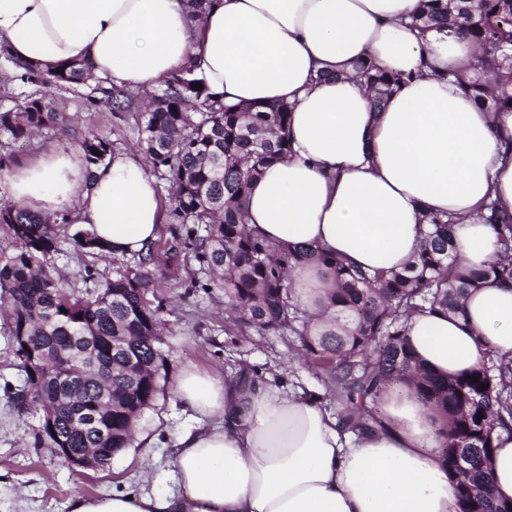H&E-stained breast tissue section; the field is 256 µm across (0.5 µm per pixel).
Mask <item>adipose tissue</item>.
I'll return each instance as SVG.
<instances>
[{
  "label": "adipose tissue",
  "instance_id": "adipose-tissue-1",
  "mask_svg": "<svg viewBox=\"0 0 512 512\" xmlns=\"http://www.w3.org/2000/svg\"><path fill=\"white\" fill-rule=\"evenodd\" d=\"M420 0H211L191 19L178 0H0V51L41 73L60 64L136 91L194 63L224 103H285L290 153L265 169L247 224L268 240L306 246L354 266L401 269L431 212L455 222L471 269L499 250L479 212L512 214V111L488 109L450 80L470 70L460 32L411 28ZM401 75L373 110L357 62ZM12 196L30 211L92 229L114 255L154 242L167 212L144 158L114 152L86 170L65 149L15 169ZM405 340L422 366L448 379L489 356L512 358V284L470 291L459 314L413 315ZM174 392L197 426L178 434L171 494L74 495L70 512H458L441 464L445 423L394 386L374 432H343L320 395L273 379L251 385L184 368ZM489 467L512 502V433H495Z\"/></svg>",
  "mask_w": 512,
  "mask_h": 512
}]
</instances>
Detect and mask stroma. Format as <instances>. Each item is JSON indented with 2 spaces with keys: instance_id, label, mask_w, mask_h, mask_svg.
Wrapping results in <instances>:
<instances>
[{
  "instance_id": "35a3bbf8",
  "label": "stroma",
  "mask_w": 512,
  "mask_h": 512,
  "mask_svg": "<svg viewBox=\"0 0 512 512\" xmlns=\"http://www.w3.org/2000/svg\"><path fill=\"white\" fill-rule=\"evenodd\" d=\"M14 70L0 58V112L14 108L18 95L46 98L52 110L67 118L65 128L50 127L35 139L16 144L0 136V201L10 202L9 177L21 161L51 147L77 148L91 133L115 141L119 149L135 151L139 135L133 113L110 112L92 102L90 90L80 85L72 89H50L24 83L13 77ZM78 227L63 224L59 235L64 242L53 263L77 290H85V266H92L99 278H111L116 267L111 259L92 258L80 252L73 236ZM200 273L194 260L187 259L167 270L156 300L162 301L165 323L164 348L169 376H176L186 365L215 372L220 376L273 377L285 386L307 392L326 393L329 382L299 355L293 337L266 335L240 330L224 319V298L218 291L196 287ZM12 344L0 327V512H69L75 494L103 497L115 493L176 491L173 453L175 438L194 426L189 409L174 392L160 398L137 424L139 438L122 455L102 470L68 468L47 451L33 447L32 417L19 414L3 392L5 384H18ZM151 447H144V439Z\"/></svg>"
}]
</instances>
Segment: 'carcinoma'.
<instances>
[{
	"label": "carcinoma",
	"mask_w": 512,
	"mask_h": 512,
	"mask_svg": "<svg viewBox=\"0 0 512 512\" xmlns=\"http://www.w3.org/2000/svg\"><path fill=\"white\" fill-rule=\"evenodd\" d=\"M413 24L454 26L473 38L481 56L474 76L461 77V83L477 98L495 88L491 108L512 110V59L504 61L512 55V0H480L477 15L469 0H421ZM356 72L375 109L401 80L372 61L360 62ZM26 79L66 89L88 83L89 74L65 64L61 73H29ZM195 82L203 79L192 68H175L159 87L143 92L149 109L136 119L146 134L141 150L151 173L169 183L168 223L181 225L173 242L157 240L130 260L117 259L125 269L78 296L51 263L60 245L56 225L18 202L0 207V224L14 244L0 254V313L7 316L23 373L21 385L7 394L19 413L37 418L33 447L97 448L101 469L132 447L137 421L165 395L167 384L160 307L145 296L165 274L161 258L177 261L188 250L207 275L199 287L222 293L229 318L260 334L297 338L301 357L332 379L330 396L340 404L344 429L369 430L382 396L412 379L416 395L447 417L442 461L459 512H503L507 505L493 496L488 466L493 433L512 432V359L491 358L466 376L443 380L422 367L404 331L409 317L428 306L458 313L468 292L489 279L512 282V215L493 201L483 205L484 223L496 228L500 244L498 258L483 270L457 265L454 221L432 213L423 214L421 247L400 270L367 272L323 250L272 242L248 230L245 200L263 170L290 151L281 136L288 107L226 106L208 88H192ZM94 91L112 111H131L122 87L97 81ZM57 124L59 113L43 97H26L0 113V133L14 141ZM79 147L89 169L114 150L96 133ZM78 237L90 256L112 253L88 229ZM304 264L332 280L326 321L296 300L292 275ZM78 408L96 414L99 428L75 421ZM458 455L461 468L454 465Z\"/></svg>",
	"instance_id": "obj_1"
}]
</instances>
